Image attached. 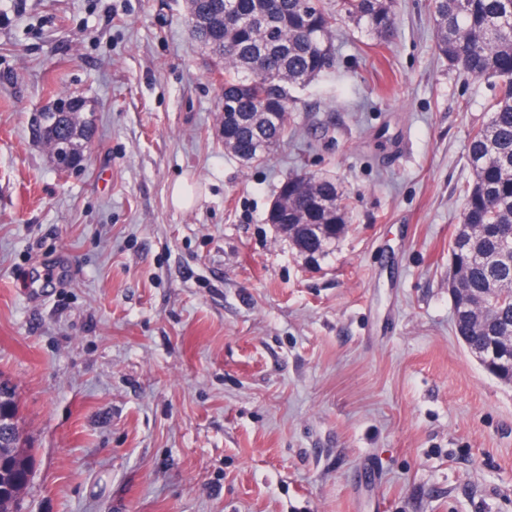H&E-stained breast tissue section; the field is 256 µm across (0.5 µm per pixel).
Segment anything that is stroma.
<instances>
[{"label":"stroma","instance_id":"stroma-1","mask_svg":"<svg viewBox=\"0 0 512 512\" xmlns=\"http://www.w3.org/2000/svg\"><path fill=\"white\" fill-rule=\"evenodd\" d=\"M494 94L438 54L431 0H398L388 45L341 28L292 139L247 166L185 0H0L19 512H512V385L457 339L448 292ZM60 96L92 110L78 170L31 133ZM305 171L351 208L314 263L266 221Z\"/></svg>","mask_w":512,"mask_h":512}]
</instances>
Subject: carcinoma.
I'll return each instance as SVG.
<instances>
[{"label": "carcinoma", "instance_id": "obj_1", "mask_svg": "<svg viewBox=\"0 0 512 512\" xmlns=\"http://www.w3.org/2000/svg\"><path fill=\"white\" fill-rule=\"evenodd\" d=\"M187 22L212 61L224 96V149L249 165L267 159L288 133L292 91L334 69L335 36L348 22L377 43L395 34V0H185ZM435 47L465 78L493 79L488 121L468 134L471 179L450 245L448 287L453 310L494 289L480 320L454 315L457 338L471 346L512 334V0H432ZM67 134L81 150L92 138L83 112L62 114L42 144ZM278 219L328 238L321 256L350 223L348 197L336 180L296 173L279 186ZM0 415L15 428L0 432V512H14L15 492L28 482L31 449L23 438L13 382L0 375Z\"/></svg>", "mask_w": 512, "mask_h": 512}]
</instances>
